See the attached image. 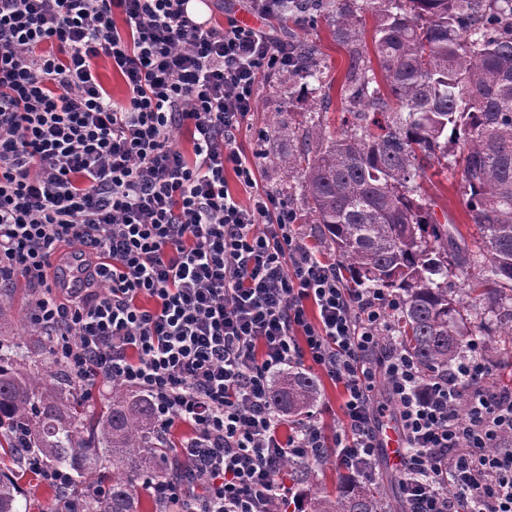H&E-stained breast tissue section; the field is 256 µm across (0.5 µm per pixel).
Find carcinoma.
<instances>
[{
    "mask_svg": "<svg viewBox=\"0 0 512 512\" xmlns=\"http://www.w3.org/2000/svg\"><path fill=\"white\" fill-rule=\"evenodd\" d=\"M288 30L294 63L288 82L319 79L318 46L297 33L322 20L350 58L342 85L348 118L328 129L309 112L298 127L275 125L288 141V178L306 215L323 227L348 288L393 299L395 336L428 375L448 373L478 346L492 361L496 337L512 340V0H294ZM372 19L366 57L365 15ZM460 175L472 245L450 219L431 214L419 179L435 166ZM459 272L467 287H448ZM318 379L292 368L271 400L292 416L317 405ZM91 409L38 336L34 348L0 338V448L11 459L38 458L98 493L62 494L65 512H140L144 482L190 464L169 459L153 441L152 404L112 384V404ZM313 462L291 460L284 473L305 492ZM22 487L0 468V512H22ZM305 512H389L370 484L348 483L336 496L313 493Z\"/></svg>",
    "mask_w": 512,
    "mask_h": 512,
    "instance_id": "cac0c4a2",
    "label": "carcinoma"
}]
</instances>
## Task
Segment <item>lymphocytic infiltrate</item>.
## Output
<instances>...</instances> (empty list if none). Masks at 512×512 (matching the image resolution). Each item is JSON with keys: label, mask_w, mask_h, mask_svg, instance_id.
<instances>
[{"label": "lymphocytic infiltrate", "mask_w": 512, "mask_h": 512, "mask_svg": "<svg viewBox=\"0 0 512 512\" xmlns=\"http://www.w3.org/2000/svg\"><path fill=\"white\" fill-rule=\"evenodd\" d=\"M287 6L249 0L257 25L207 27L187 0H0V288L34 289L30 320L55 332L74 378L148 395L159 438L190 427L192 488L146 483L160 512L297 504L283 467L327 443L312 417L284 433L270 390L306 358L345 389L337 468L376 473L383 391L405 440L403 512H512V389L487 386L475 353L428 382L382 344L388 297L345 288L237 145L261 79L292 61L266 28ZM99 57L124 99L101 84ZM177 129L191 153L173 146ZM64 243L89 265L61 300L47 271Z\"/></svg>", "instance_id": "f902f5d3"}]
</instances>
